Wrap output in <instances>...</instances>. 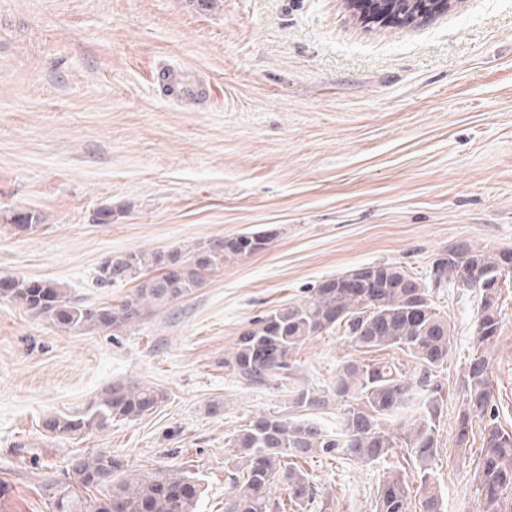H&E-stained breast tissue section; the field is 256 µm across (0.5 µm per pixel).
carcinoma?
<instances>
[{
  "mask_svg": "<svg viewBox=\"0 0 512 512\" xmlns=\"http://www.w3.org/2000/svg\"><path fill=\"white\" fill-rule=\"evenodd\" d=\"M257 241L240 236L216 238L184 250H130L103 265L97 281L103 287L137 282L117 305H85L67 297L52 280L6 276L0 278V299L17 304L70 331L118 329L151 308L181 299L224 264L266 248L273 234L256 233ZM449 277L431 271L426 281L394 263L364 266L379 283L372 294L340 285L341 277L321 281L305 298L281 305L254 319L224 355V370L247 385L277 380L288 394V406L304 411L334 406L340 409L336 427L310 417H286L275 412L253 416L227 441L234 454L224 460L234 491L224 512H286L272 496L274 483L287 486L288 499L303 506L316 493L314 476L297 460L321 455L346 457L358 463L385 462L405 449L412 472L396 468L377 489L375 512H412L411 486L421 491L418 512H443L433 473L439 431L444 417L442 384L436 373L448 368L454 346V327L441 315L434 289L459 288L478 296L475 320L477 344L462 376L456 380L459 409L454 445L464 453L474 429H479L482 454L478 471V512H506L512 501V430L503 428L494 399L490 362L502 329L500 280L512 278V252L489 251L467 242L453 247ZM184 268L170 280L166 268ZM344 332L348 342L365 354L388 348L409 353L416 373L409 376L394 361L365 358L345 361L336 379L321 387L296 382L290 364L295 348L320 333ZM163 391L139 384L107 385L87 410L77 416L49 415L45 432L72 437L114 421H135L157 410ZM106 489L92 512H197L201 482L185 471L156 469L140 472L110 451L75 454L63 478L44 491L54 512H84L82 492Z\"/></svg>",
  "mask_w": 512,
  "mask_h": 512,
  "instance_id": "obj_1",
  "label": "carcinoma"
}]
</instances>
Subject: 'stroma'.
<instances>
[{"label": "stroma", "instance_id": "stroma-1", "mask_svg": "<svg viewBox=\"0 0 512 512\" xmlns=\"http://www.w3.org/2000/svg\"><path fill=\"white\" fill-rule=\"evenodd\" d=\"M178 69L196 87L168 99ZM112 221H97L99 210ZM17 211L39 218L28 231ZM274 229L193 294L118 330L73 332L0 300V512H53L42 487L76 453L191 471L199 512H224L226 443L284 411L275 383L241 384L224 356L256 317L321 280L391 262L419 277L466 241L512 250V0H453L408 24L362 21L348 0H0V277L59 282L118 304L100 266L131 249L187 248ZM455 327L444 383L475 346L471 294L436 289ZM358 353L343 333L291 356L302 386ZM512 428V283L491 360ZM115 381L167 398L152 414L75 438L43 431ZM434 473L445 512H477L480 440L457 452L448 394ZM307 460L306 512H373L387 468Z\"/></svg>", "mask_w": 512, "mask_h": 512}]
</instances>
